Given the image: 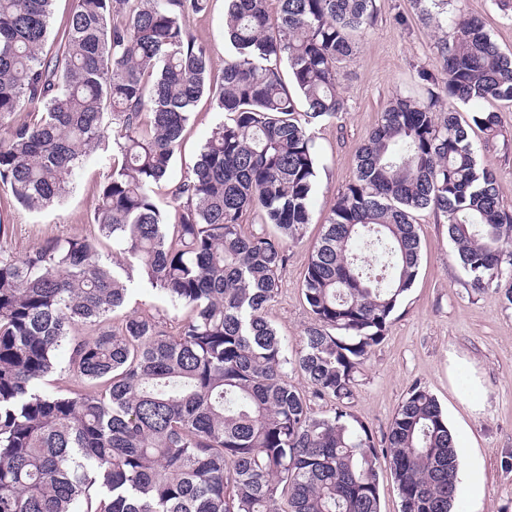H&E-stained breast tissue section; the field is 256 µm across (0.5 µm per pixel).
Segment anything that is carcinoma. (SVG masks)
<instances>
[{
	"label": "carcinoma",
	"instance_id": "cac0c4a2",
	"mask_svg": "<svg viewBox=\"0 0 512 512\" xmlns=\"http://www.w3.org/2000/svg\"><path fill=\"white\" fill-rule=\"evenodd\" d=\"M54 2L0 0V187L44 210L108 137L115 154L93 234L0 251V512H380L382 458L401 512H452L460 462L436 397L414 386L382 445L349 404L418 274L412 212L441 214L471 286L512 303V211L454 111L512 102V56L449 0H415L429 27L453 30L438 45L443 86L394 100L358 148L304 273L313 323L290 355L267 310L286 246L312 223L298 104L312 120L342 110L338 65L374 0H278L274 20L269 0H228L219 76L185 26L209 0H77L50 45ZM205 94L227 118L173 191L169 224L152 187ZM26 108L40 118L19 119ZM472 121L496 131L493 112ZM252 209L277 234L246 230ZM134 274L190 315L112 321ZM66 346L85 392L46 394ZM295 369L332 413L291 384Z\"/></svg>",
	"mask_w": 512,
	"mask_h": 512
}]
</instances>
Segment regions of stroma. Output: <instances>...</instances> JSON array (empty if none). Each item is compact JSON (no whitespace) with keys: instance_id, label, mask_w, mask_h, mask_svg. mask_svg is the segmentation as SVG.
<instances>
[{"instance_id":"stroma-1","label":"stroma","mask_w":512,"mask_h":512,"mask_svg":"<svg viewBox=\"0 0 512 512\" xmlns=\"http://www.w3.org/2000/svg\"><path fill=\"white\" fill-rule=\"evenodd\" d=\"M466 15L480 19L502 52L512 54V0H459ZM226 0L187 18L196 42L205 45L215 68L230 55L224 37ZM443 31L420 21L412 0H375L374 19L357 37V51L340 70L344 102L335 117L309 124L317 158L312 222L302 242L289 244L279 291L267 318L290 350H298L312 317L301 290L314 243L337 196L356 176L355 154L390 101L441 80L438 42ZM461 121L474 112L497 115V134L473 129L480 164L496 176L501 205L512 209V102L458 105ZM208 97L196 103L169 176L153 197L176 223L171 192L200 157L212 130L223 120ZM110 155L86 163L72 191L57 206L32 212L0 188V250L21 256L48 240L94 232V207L110 173ZM421 242L417 278L394 314L392 326L361 366L351 401L354 414L383 438L413 386L426 387L445 411L461 460L454 512H512V303L503 290L471 288L455 264L443 217L429 209L414 215Z\"/></svg>"}]
</instances>
